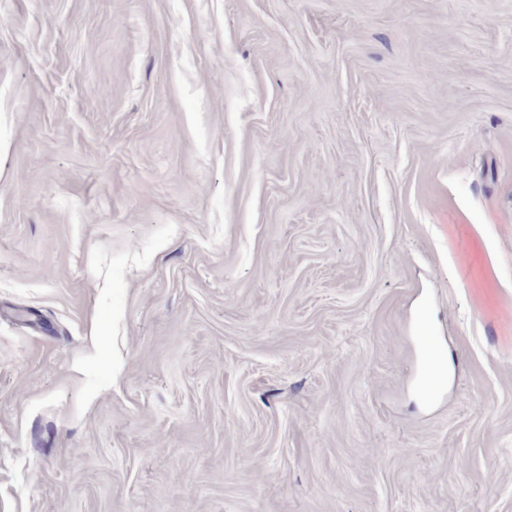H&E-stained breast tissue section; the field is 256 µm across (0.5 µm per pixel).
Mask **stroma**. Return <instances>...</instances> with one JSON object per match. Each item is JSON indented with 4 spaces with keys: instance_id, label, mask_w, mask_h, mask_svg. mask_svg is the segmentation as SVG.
<instances>
[{
    "instance_id": "stroma-1",
    "label": "stroma",
    "mask_w": 512,
    "mask_h": 512,
    "mask_svg": "<svg viewBox=\"0 0 512 512\" xmlns=\"http://www.w3.org/2000/svg\"><path fill=\"white\" fill-rule=\"evenodd\" d=\"M0 512H512V0H0ZM417 337L426 354L423 383L431 393H437L446 384V379L441 370V364L444 359L439 341L437 336H434L425 324L420 326L419 336Z\"/></svg>"
}]
</instances>
